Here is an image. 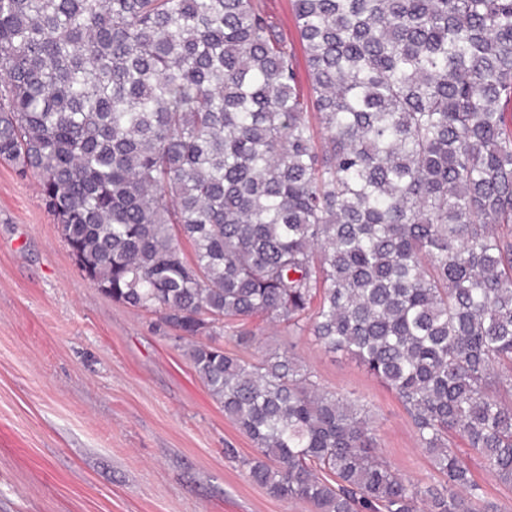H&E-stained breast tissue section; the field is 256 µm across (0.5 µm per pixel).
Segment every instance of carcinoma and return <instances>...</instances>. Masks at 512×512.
<instances>
[{"instance_id": "cac0c4a2", "label": "carcinoma", "mask_w": 512, "mask_h": 512, "mask_svg": "<svg viewBox=\"0 0 512 512\" xmlns=\"http://www.w3.org/2000/svg\"><path fill=\"white\" fill-rule=\"evenodd\" d=\"M292 11L306 94L262 0H0V160L83 274L187 341L253 483L314 512H498L450 438L512 485V0ZM253 317L392 389L441 489L290 352L224 348Z\"/></svg>"}]
</instances>
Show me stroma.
I'll list each match as a JSON object with an SVG mask.
<instances>
[{"label":"stroma","instance_id":"1","mask_svg":"<svg viewBox=\"0 0 512 512\" xmlns=\"http://www.w3.org/2000/svg\"><path fill=\"white\" fill-rule=\"evenodd\" d=\"M245 327L251 356L292 348L325 389L366 406L376 450L402 479L438 487L402 404L355 360L283 323ZM452 444L486 500L512 512V486L462 438ZM252 453L184 341L84 276L35 180L0 162V512H311L252 483Z\"/></svg>","mask_w":512,"mask_h":512}]
</instances>
